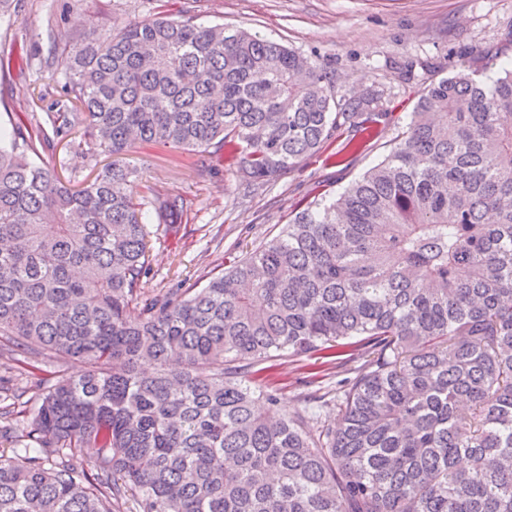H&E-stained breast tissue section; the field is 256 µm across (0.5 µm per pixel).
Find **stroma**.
<instances>
[{
	"instance_id": "stroma-1",
	"label": "stroma",
	"mask_w": 512,
	"mask_h": 512,
	"mask_svg": "<svg viewBox=\"0 0 512 512\" xmlns=\"http://www.w3.org/2000/svg\"><path fill=\"white\" fill-rule=\"evenodd\" d=\"M16 21L0 25V53L23 43L32 65L0 82V127L15 118L48 126L66 103L60 70L62 47L53 29L83 36L91 26L120 28L160 12L189 10L196 22L247 28L306 56L323 59L338 90L369 86L383 92V115L370 128L345 127L322 153L302 158L267 190L254 193L228 162L163 145H142L130 161L153 190L182 195L190 206L177 236L154 232L150 271L141 285L149 298L173 286L204 285L234 256L272 237L309 202L329 200L382 160L405 131L424 88L448 77L476 50L493 48L480 64L486 76L512 66V0H14ZM415 61L414 76L400 69ZM95 145L86 132L41 153L45 167L83 178L94 163ZM358 362L342 355L276 361L270 380L278 410L295 414L311 394L335 389L352 377Z\"/></svg>"
}]
</instances>
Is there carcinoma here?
<instances>
[{"mask_svg":"<svg viewBox=\"0 0 512 512\" xmlns=\"http://www.w3.org/2000/svg\"><path fill=\"white\" fill-rule=\"evenodd\" d=\"M55 40L81 109L38 142L83 126L114 161L76 188L29 158L25 126L0 134V349L27 351L38 390L0 410V512H512V68L460 64L336 198L144 300L150 225L177 235L188 204L153 191L143 214L117 156L222 154L262 187L377 122L380 94L185 10ZM30 60L16 43L0 75ZM345 349L361 365L335 418L322 396L277 413L265 364ZM67 358L84 373L60 375Z\"/></svg>","mask_w":512,"mask_h":512,"instance_id":"cac0c4a2","label":"carcinoma"}]
</instances>
